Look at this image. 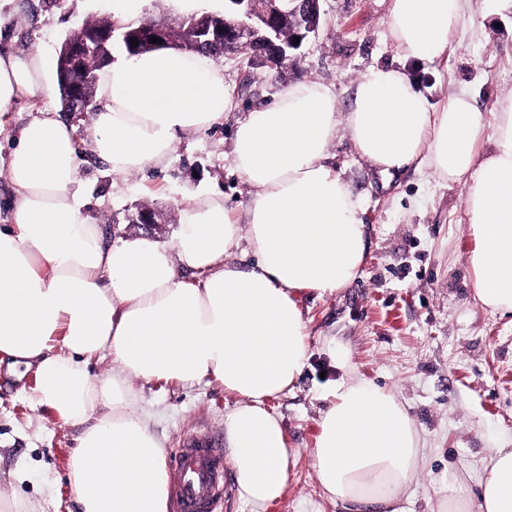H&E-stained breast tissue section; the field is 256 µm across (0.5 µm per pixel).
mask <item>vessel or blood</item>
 Returning a JSON list of instances; mask_svg holds the SVG:
<instances>
[{
	"label": "vessel or blood",
	"mask_w": 512,
	"mask_h": 512,
	"mask_svg": "<svg viewBox=\"0 0 512 512\" xmlns=\"http://www.w3.org/2000/svg\"><path fill=\"white\" fill-rule=\"evenodd\" d=\"M169 458L177 473L170 512H222L228 478L223 438L207 430L189 433Z\"/></svg>",
	"instance_id": "1"
}]
</instances>
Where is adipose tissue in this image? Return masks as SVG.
I'll list each match as a JSON object with an SVG mask.
<instances>
[{
  "label": "adipose tissue",
  "mask_w": 512,
  "mask_h": 512,
  "mask_svg": "<svg viewBox=\"0 0 512 512\" xmlns=\"http://www.w3.org/2000/svg\"><path fill=\"white\" fill-rule=\"evenodd\" d=\"M463 5L392 0L401 56H444ZM52 94L41 49L0 56V113L18 97ZM226 106L221 63L120 48L98 73L85 142L113 175L161 170L178 136L222 125ZM342 129L381 175L416 164L466 181L475 298L512 313V103L482 112L459 92L436 110L393 66L363 75L344 112L322 84L296 82L234 131L232 164L253 190L245 221L222 196L200 193L181 206L167 245L147 236L104 243L77 187L74 128L41 118L20 130L7 171L12 221L0 226V356L36 364L33 402L80 426L69 461L80 512H166L165 449L136 409L133 378L221 381L238 398L224 416L238 499L268 512L283 498L295 455L265 401L293 387L309 358L299 296L350 285L367 246L363 204L328 163ZM243 237L247 270L227 260ZM106 358L113 370L93 372L92 360ZM321 397L312 455L324 497L391 512L422 455L407 407L363 380ZM440 512H512V448L496 450L477 505L453 490Z\"/></svg>",
  "instance_id": "ef3b65f1"
}]
</instances>
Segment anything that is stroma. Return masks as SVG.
<instances>
[{
    "mask_svg": "<svg viewBox=\"0 0 512 512\" xmlns=\"http://www.w3.org/2000/svg\"><path fill=\"white\" fill-rule=\"evenodd\" d=\"M320 8L317 32L287 65L261 67L245 55L224 60L223 127L179 137L167 169L121 178L83 152L79 186L104 241L140 237L130 217L145 202L167 219L155 235L161 243L176 235L178 207L196 193L223 194L243 215L252 191L232 171L233 128L297 81L323 84L342 110L363 74L389 65L405 69L436 107L462 90L483 112L512 99V0H465L447 53L431 63L400 56L389 34V0H320ZM111 13L112 0H0V53L39 47L55 65L75 29ZM47 106L76 132L90 121L86 114L73 120L57 96L46 105L23 97L0 114V224L10 221L7 164L15 137ZM328 156L364 203L367 251L352 284L332 296L301 297L310 359L293 390L265 403L295 451L288 489L269 512H344L323 497L312 458L326 408L321 389L342 376L327 352L332 341L350 350L354 378L397 394L421 437L424 462L399 508L437 512L449 479L477 496L495 451L512 448V315L474 298L463 184L412 166L383 180L344 130ZM33 380V372L13 374L0 364V512H78L68 465L79 429L29 400ZM133 389L138 411L168 449L200 429L223 433L224 415L238 401L213 378L191 386L138 379ZM18 471L24 480L15 479Z\"/></svg>",
    "mask_w": 512,
    "mask_h": 512,
    "instance_id": "obj_1",
    "label": "stroma"
}]
</instances>
